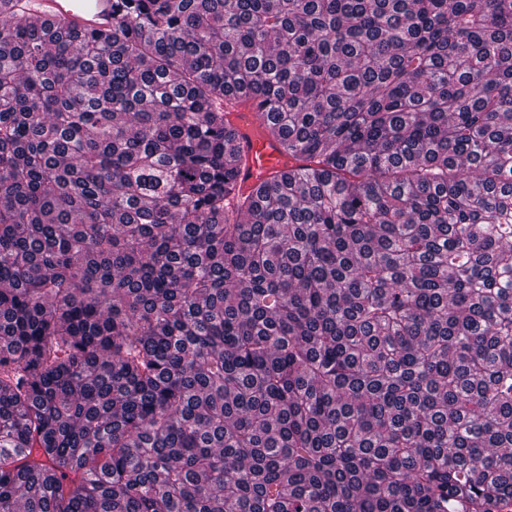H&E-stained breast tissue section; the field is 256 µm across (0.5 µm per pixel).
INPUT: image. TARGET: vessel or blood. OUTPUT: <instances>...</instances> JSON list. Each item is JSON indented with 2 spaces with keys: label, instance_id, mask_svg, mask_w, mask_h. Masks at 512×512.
<instances>
[{
  "label": "vessel or blood",
  "instance_id": "vessel-or-blood-1",
  "mask_svg": "<svg viewBox=\"0 0 512 512\" xmlns=\"http://www.w3.org/2000/svg\"><path fill=\"white\" fill-rule=\"evenodd\" d=\"M24 3L27 21L37 26L60 16L81 30L105 32L112 27V0H24ZM228 110L229 122L238 132L231 150L245 159L237 176L242 190H249L259 180L293 165L294 160L282 143L264 133L252 101H234Z\"/></svg>",
  "mask_w": 512,
  "mask_h": 512
}]
</instances>
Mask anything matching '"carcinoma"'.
I'll list each match as a JSON object with an SVG mask.
<instances>
[{"label": "carcinoma", "mask_w": 512, "mask_h": 512, "mask_svg": "<svg viewBox=\"0 0 512 512\" xmlns=\"http://www.w3.org/2000/svg\"><path fill=\"white\" fill-rule=\"evenodd\" d=\"M506 497L512 0H0V512ZM26 20L36 26L56 16L79 30L105 32L112 29L113 0H21ZM238 97L240 100L230 104L227 111L230 112V124L238 132L231 144V151L245 159L237 181L241 190L246 192L260 179L269 178L300 161L288 156L279 140L264 133L262 120L255 112L253 101L240 95Z\"/></svg>", "instance_id": "carcinoma-1"}]
</instances>
